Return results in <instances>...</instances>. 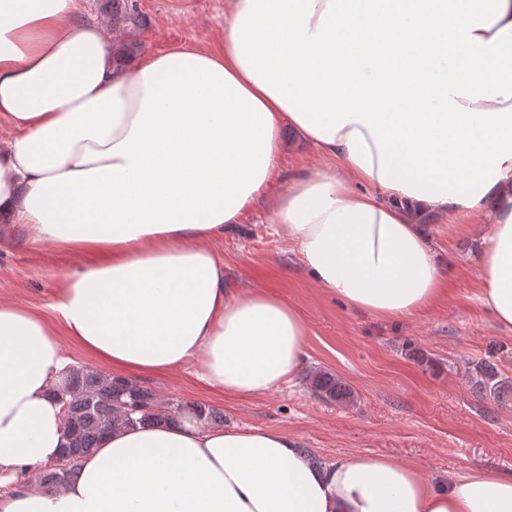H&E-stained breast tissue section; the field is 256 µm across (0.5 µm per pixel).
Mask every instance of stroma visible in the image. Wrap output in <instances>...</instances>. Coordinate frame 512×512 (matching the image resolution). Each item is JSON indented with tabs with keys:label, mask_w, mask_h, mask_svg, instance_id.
Instances as JSON below:
<instances>
[{
	"label": "stroma",
	"mask_w": 512,
	"mask_h": 512,
	"mask_svg": "<svg viewBox=\"0 0 512 512\" xmlns=\"http://www.w3.org/2000/svg\"><path fill=\"white\" fill-rule=\"evenodd\" d=\"M143 18L131 38L144 55L176 46H209L224 22V0H136ZM312 146L294 143L280 161L279 194L305 171L327 166ZM260 207L212 241L224 261L232 292L265 288L293 306L307 325L304 374L296 386L237 400L200 382L194 366L158 377L131 376L159 406L202 404L224 415L228 428L277 429L298 439L321 462L357 453L388 455L428 475L470 472L512 474V401L475 387V370L495 361L512 384V328H503L479 302L478 237L474 217L433 213L423 230L451 284L425 314L398 321L344 306L319 288L293 246L273 235ZM79 254L36 243L13 225L0 240V302L22 305L53 322L52 307L65 275L83 263ZM322 370L349 386L348 403L323 400L308 372Z\"/></svg>",
	"instance_id": "1"
}]
</instances>
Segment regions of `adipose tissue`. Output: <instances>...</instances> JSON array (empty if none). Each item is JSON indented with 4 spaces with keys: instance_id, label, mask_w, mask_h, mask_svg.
Listing matches in <instances>:
<instances>
[{
    "instance_id": "1",
    "label": "adipose tissue",
    "mask_w": 512,
    "mask_h": 512,
    "mask_svg": "<svg viewBox=\"0 0 512 512\" xmlns=\"http://www.w3.org/2000/svg\"><path fill=\"white\" fill-rule=\"evenodd\" d=\"M82 12L0 0V217L96 258L65 277L60 329L0 302V482L64 454L60 336L121 374L195 365L236 399L299 377L302 317L229 293L209 246L267 202L319 288L386 320L448 293L420 221L482 217L479 301L512 328V0H226L215 48L131 65ZM289 130L331 164L274 197ZM0 512H512V477L317 465L286 432L188 414L106 433L63 485H18Z\"/></svg>"
}]
</instances>
